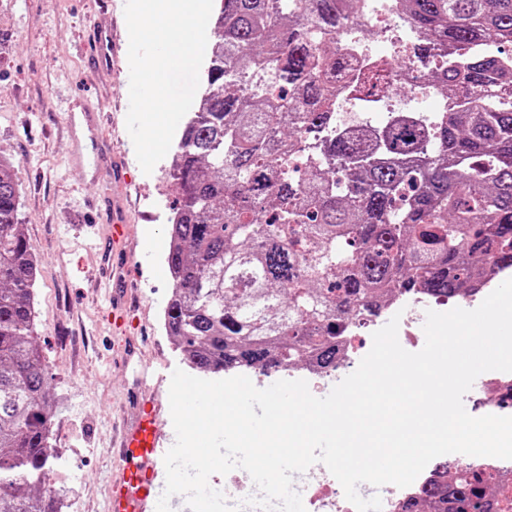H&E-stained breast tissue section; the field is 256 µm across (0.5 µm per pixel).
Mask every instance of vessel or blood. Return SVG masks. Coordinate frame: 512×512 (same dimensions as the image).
<instances>
[{"label": "vessel or blood", "instance_id": "1", "mask_svg": "<svg viewBox=\"0 0 512 512\" xmlns=\"http://www.w3.org/2000/svg\"><path fill=\"white\" fill-rule=\"evenodd\" d=\"M133 268L130 262L112 264V309L107 320L113 331H122L126 323L125 306L131 291ZM124 351L121 362L134 367L133 391L138 413L133 420L121 422L113 443L118 473L113 477L105 512H156L164 492L167 443L174 437L166 432L169 406V376L150 366L131 361Z\"/></svg>", "mask_w": 512, "mask_h": 512}]
</instances>
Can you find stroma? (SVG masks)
Instances as JSON below:
<instances>
[{"label":"stroma","instance_id":"1","mask_svg":"<svg viewBox=\"0 0 512 512\" xmlns=\"http://www.w3.org/2000/svg\"><path fill=\"white\" fill-rule=\"evenodd\" d=\"M126 0H0V47L12 63L0 69V155L15 163L19 222L40 259L37 343L58 402L54 435L60 461L52 479L69 488L80 512H103L113 470L112 422L133 417L128 373L115 368L110 303L93 278L110 263L111 214L118 194L128 212L124 248L136 264L138 311L145 342L136 357L166 373L183 361L163 327L170 293L167 224L176 191L168 160L144 173L127 131L130 70ZM113 20L114 66L94 65V24ZM112 95L97 161L80 158L67 129L75 97ZM126 157L129 182L112 188V155Z\"/></svg>","mask_w":512,"mask_h":512}]
</instances>
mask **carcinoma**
Masks as SVG:
<instances>
[{
	"instance_id": "1",
	"label": "carcinoma",
	"mask_w": 512,
	"mask_h": 512,
	"mask_svg": "<svg viewBox=\"0 0 512 512\" xmlns=\"http://www.w3.org/2000/svg\"><path fill=\"white\" fill-rule=\"evenodd\" d=\"M363 0H219L203 93L169 176L163 325L188 366L221 374L335 366L337 339L395 292L451 299L512 270V68L470 46L512 44V0H405L426 41L468 52L433 81L448 111L376 134L328 121L342 58L330 36ZM377 62L352 80L387 88ZM0 156V512H56L46 448L57 402L34 331L38 259ZM464 470L425 490L432 512H498Z\"/></svg>"
}]
</instances>
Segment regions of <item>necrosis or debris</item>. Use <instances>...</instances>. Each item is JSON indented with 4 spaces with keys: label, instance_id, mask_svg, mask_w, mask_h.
<instances>
[{
    "label": "necrosis or debris",
    "instance_id": "1",
    "mask_svg": "<svg viewBox=\"0 0 512 512\" xmlns=\"http://www.w3.org/2000/svg\"><path fill=\"white\" fill-rule=\"evenodd\" d=\"M397 6V0H364L360 16L337 30L333 38L337 53L347 61L345 72L336 77L334 116L335 124L344 130H370L371 117L377 112L409 111L428 118L448 109L447 97L410 52L411 40L418 37L419 31ZM388 53L397 61L390 78V92L364 99L352 96L349 82L354 74L370 68L375 59ZM422 306L439 312L445 303L420 288L389 296L378 315L359 319L356 327L345 330L335 368L317 369L303 361L289 367L288 377H313L323 386L340 381L343 375L356 370L364 356L365 345L358 339L359 330L375 332L395 316L400 319V345L421 346L422 341L415 332L414 312ZM467 466L491 473L493 479L485 487L487 495L512 507V460L494 457L462 455L451 459L442 455L433 459L408 487L387 484L377 488L367 484L360 495L365 499L380 496L382 512H401L403 505L409 502L414 503L415 512H427L422 491L434 481L457 476L459 470ZM293 487L305 497L308 512H356L339 481L323 464H314L307 471L295 474Z\"/></svg>",
    "mask_w": 512,
    "mask_h": 512
}]
</instances>
